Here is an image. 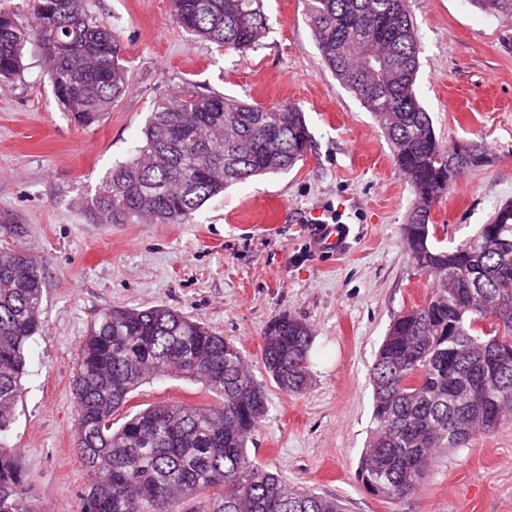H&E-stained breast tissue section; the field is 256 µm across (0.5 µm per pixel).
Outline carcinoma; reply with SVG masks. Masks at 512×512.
<instances>
[{
	"label": "carcinoma",
	"mask_w": 512,
	"mask_h": 512,
	"mask_svg": "<svg viewBox=\"0 0 512 512\" xmlns=\"http://www.w3.org/2000/svg\"><path fill=\"white\" fill-rule=\"evenodd\" d=\"M29 17L0 6V80L17 75L31 37L48 61L54 94L82 129L99 125L128 88L112 30L86 0H29ZM512 18V0H470ZM190 35L232 51L254 48L267 27L263 0H171ZM320 55L372 112L411 183L405 247L432 281L422 305L390 324L371 372L372 430L356 477L378 498L415 495L441 448H463L512 416V203L463 244L444 248L430 227L434 203L489 154L442 144L414 90L420 45L405 0H304ZM302 110L259 106L187 83L160 97L132 158L82 202L91 224H187L224 188L292 169L311 149ZM39 262L22 249L0 256V512H36L18 454L3 439L15 418L24 350L43 304ZM262 361L279 389L310 380V327L290 316L262 336ZM73 381L74 432L88 476L83 512H345L335 497L290 488L253 462L248 442L267 409L243 354L181 312L109 306L85 337ZM176 373L219 398L170 401L114 426V413L152 376Z\"/></svg>",
	"instance_id": "carcinoma-1"
}]
</instances>
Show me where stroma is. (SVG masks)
Wrapping results in <instances>:
<instances>
[{
	"label": "stroma",
	"instance_id": "35a3bbf8",
	"mask_svg": "<svg viewBox=\"0 0 512 512\" xmlns=\"http://www.w3.org/2000/svg\"><path fill=\"white\" fill-rule=\"evenodd\" d=\"M87 8L111 28L130 74L98 126L71 123L37 46L26 47L18 76L0 81V224L19 228L0 247L30 252L45 282L6 437L39 512H82L87 474L72 382L88 329L109 305L166 306L233 341L267 392L250 456L288 484L340 498L348 512H512V421L441 451L412 497L371 496L356 478L376 353L393 319L432 288L404 247L412 187L372 114L321 58L302 0H264L268 29L243 54L185 33L169 0H87ZM407 9L421 45L415 91L437 136L448 146L476 143L492 158L432 208L439 244L454 246L512 200V19L468 0H407ZM185 82L261 106H300L312 135L305 160L228 187L188 224L88 223L81 197L132 157L155 99ZM334 216L348 241L319 251L313 221ZM283 314L313 332L310 382L298 395L278 389L261 358L263 331ZM174 400L218 402L173 375L143 384L114 419Z\"/></svg>",
	"mask_w": 512,
	"mask_h": 512
}]
</instances>
